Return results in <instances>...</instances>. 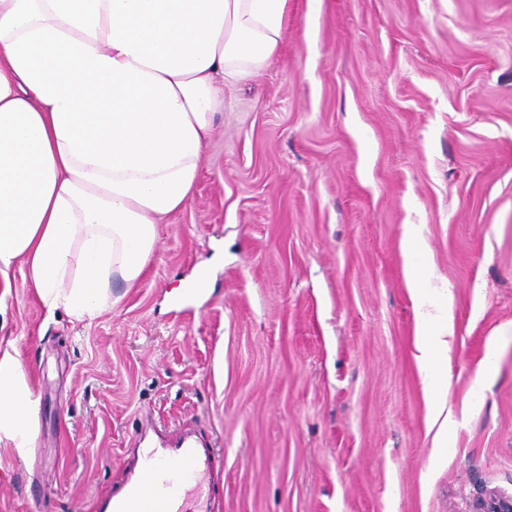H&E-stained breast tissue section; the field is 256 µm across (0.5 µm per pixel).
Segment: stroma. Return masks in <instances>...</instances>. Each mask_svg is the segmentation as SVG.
I'll list each match as a JSON object with an SVG mask.
<instances>
[{
    "instance_id": "35a3bbf8",
    "label": "stroma",
    "mask_w": 512,
    "mask_h": 512,
    "mask_svg": "<svg viewBox=\"0 0 512 512\" xmlns=\"http://www.w3.org/2000/svg\"><path fill=\"white\" fill-rule=\"evenodd\" d=\"M411 261L454 323L439 458ZM201 274L212 288L182 300ZM8 277L0 344L39 405L30 454L0 444V512H93L143 441L185 433L223 458L218 512H469L512 493V0H291L133 287L77 322Z\"/></svg>"
}]
</instances>
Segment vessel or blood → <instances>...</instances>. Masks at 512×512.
Here are the masks:
<instances>
[{"instance_id":"b4317fda","label":"vessel or blood","mask_w":512,"mask_h":512,"mask_svg":"<svg viewBox=\"0 0 512 512\" xmlns=\"http://www.w3.org/2000/svg\"><path fill=\"white\" fill-rule=\"evenodd\" d=\"M221 467L210 448L190 440L172 447H143L122 488L94 512H212Z\"/></svg>"}]
</instances>
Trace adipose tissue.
<instances>
[{"mask_svg":"<svg viewBox=\"0 0 512 512\" xmlns=\"http://www.w3.org/2000/svg\"><path fill=\"white\" fill-rule=\"evenodd\" d=\"M290 0H0V275L22 263L48 311L93 320L134 286L159 220L192 199L226 86L264 69ZM450 315L415 340L446 449ZM38 400L0 347V443L26 457Z\"/></svg>","mask_w":512,"mask_h":512,"instance_id":"ef3b65f1","label":"adipose tissue"}]
</instances>
